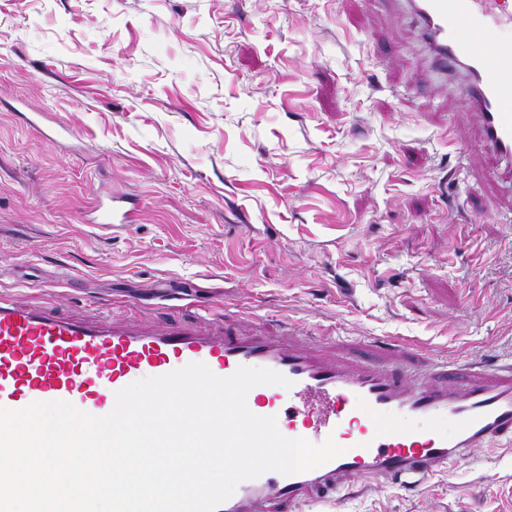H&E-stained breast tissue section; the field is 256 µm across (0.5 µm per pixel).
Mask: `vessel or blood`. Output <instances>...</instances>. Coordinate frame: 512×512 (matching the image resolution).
<instances>
[{"mask_svg": "<svg viewBox=\"0 0 512 512\" xmlns=\"http://www.w3.org/2000/svg\"><path fill=\"white\" fill-rule=\"evenodd\" d=\"M433 68L462 76L482 144L512 168V0H407ZM135 203H100L99 224L132 222ZM192 362L217 376L265 367L291 388L261 386L249 409L276 416L280 432L314 444L333 439L342 455L299 474L268 472L241 483L216 512H257L264 501L293 512L356 478L412 486L448 470L495 439L512 440V363L418 375L392 353L361 361L330 339L246 332L224 324L159 325L97 315L72 317L49 305L0 297V406L62 400L95 416L136 379Z\"/></svg>", "mask_w": 512, "mask_h": 512, "instance_id": "vessel-or-blood-1", "label": "vessel or blood"}]
</instances>
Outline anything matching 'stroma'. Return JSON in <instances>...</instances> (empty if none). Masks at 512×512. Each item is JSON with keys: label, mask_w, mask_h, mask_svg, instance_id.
I'll return each mask as SVG.
<instances>
[{"label": "stroma", "mask_w": 512, "mask_h": 512, "mask_svg": "<svg viewBox=\"0 0 512 512\" xmlns=\"http://www.w3.org/2000/svg\"><path fill=\"white\" fill-rule=\"evenodd\" d=\"M1 295L512 362V186L387 0H0ZM333 512H512V442ZM136 211L135 203L129 199L112 196L108 202L98 205L95 224H128L132 222Z\"/></svg>", "instance_id": "stroma-1"}]
</instances>
